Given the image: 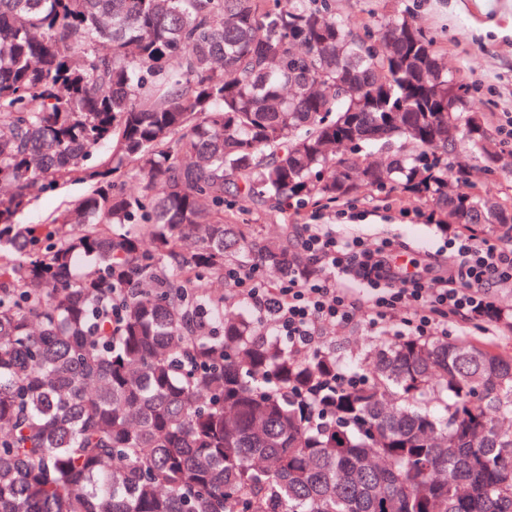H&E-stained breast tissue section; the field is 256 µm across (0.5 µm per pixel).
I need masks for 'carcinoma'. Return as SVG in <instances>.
<instances>
[{
	"label": "carcinoma",
	"instance_id": "obj_1",
	"mask_svg": "<svg viewBox=\"0 0 512 512\" xmlns=\"http://www.w3.org/2000/svg\"><path fill=\"white\" fill-rule=\"evenodd\" d=\"M468 94L408 11L0 0V512H512L511 351L380 336L340 387L332 352L202 313L228 267L310 266L241 212L398 191L512 235V200L448 194L460 151L502 156ZM84 185L71 184L63 189L39 195L31 206L18 217L20 224H42L49 215H56L63 209V201L83 194Z\"/></svg>",
	"mask_w": 512,
	"mask_h": 512
}]
</instances>
